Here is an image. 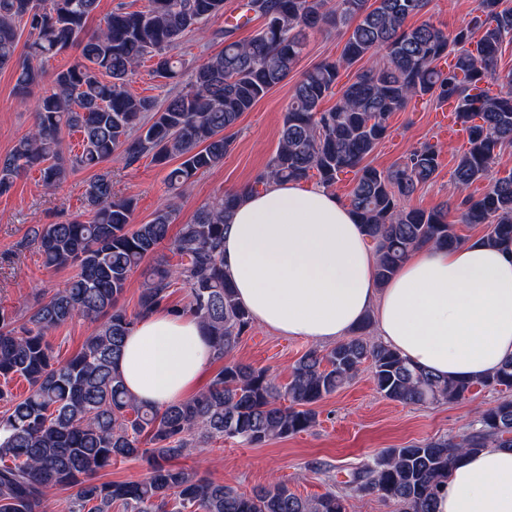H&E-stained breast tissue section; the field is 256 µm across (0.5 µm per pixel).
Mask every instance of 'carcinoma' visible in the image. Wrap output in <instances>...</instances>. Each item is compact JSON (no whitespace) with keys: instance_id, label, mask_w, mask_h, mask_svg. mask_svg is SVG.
Masks as SVG:
<instances>
[{"instance_id":"cac0c4a2","label":"carcinoma","mask_w":512,"mask_h":512,"mask_svg":"<svg viewBox=\"0 0 512 512\" xmlns=\"http://www.w3.org/2000/svg\"><path fill=\"white\" fill-rule=\"evenodd\" d=\"M428 0H246L245 21H263L249 40L239 24L218 31L224 47L197 66L193 80L161 104L130 92L135 68L153 61L164 82L180 78L183 62L170 50L188 32L224 16L227 0H147L141 10L118 5L93 32L87 22L97 0H0V69L14 67L22 101L39 89L34 124L0 157V195L32 169L56 187L69 173L119 158H148L168 169L178 194L224 163L241 116L293 72L309 33L325 28L346 36L336 58L305 71L283 115L278 147L252 184L197 209L175 236V204L161 205L144 224L132 223L135 202L112 191L109 171L85 191L88 220L76 216L33 224L28 240L51 270L77 273L50 295L38 294L24 321L0 309V379L22 378L26 396L0 386V512H47V491L75 488L69 512H347L346 499L328 491L302 498L272 482L250 494L174 464L217 441L249 446L297 435L317 422L314 406L349 382L368 362L377 390L389 400L424 405L468 398L476 386L512 390V358L472 381L447 380L412 366L388 346L368 340L370 320L329 350L309 349L280 384L268 369L231 358L252 319L224 274V230L229 214L249 192L272 181L312 176L331 187L355 172L347 203L376 254L375 276L386 284L410 253L432 244L462 243L448 214L462 224H484L483 241L512 249V170L494 165L512 147V69H498L504 43H512V5L478 0L475 15L448 37L429 21L409 20ZM28 53L17 60L21 28ZM80 48V60L47 79L42 61ZM453 53L454 63L438 62ZM334 106L322 101L340 72L363 61ZM502 88L491 96L480 85ZM415 97L452 102L468 130V148L451 178L448 201L430 210L410 199L438 174L441 148L420 143L386 170L366 163L389 130V119ZM80 131L82 152L62 153L63 129ZM178 164L171 168L172 160ZM489 181L479 197L467 193ZM137 308L120 304L130 274L146 260ZM187 290V303L171 307L195 316L207 331L215 359L224 361L194 397L164 409L138 403L118 371L124 339L137 320L168 306L171 289ZM75 317L97 323L67 360L53 354L48 336ZM512 448V399L478 412L459 440L435 439L386 448L352 472L359 493L377 494L405 512H434L433 504L463 455L482 448ZM141 459L148 476L135 482L97 483L92 476L122 460Z\"/></svg>"}]
</instances>
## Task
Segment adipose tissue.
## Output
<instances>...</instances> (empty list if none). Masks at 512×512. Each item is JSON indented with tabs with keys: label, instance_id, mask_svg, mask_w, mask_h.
<instances>
[{
	"label": "adipose tissue",
	"instance_id": "ef3b65f1",
	"mask_svg": "<svg viewBox=\"0 0 512 512\" xmlns=\"http://www.w3.org/2000/svg\"><path fill=\"white\" fill-rule=\"evenodd\" d=\"M347 204L323 186L273 182L228 218L224 273L253 321L313 342L373 317L382 342L412 365L474 380L512 356V255L470 242L413 251L386 287ZM214 358L191 315L166 308L138 319L118 368L138 402L184 400ZM435 512H512V448L462 457Z\"/></svg>",
	"mask_w": 512,
	"mask_h": 512
}]
</instances>
